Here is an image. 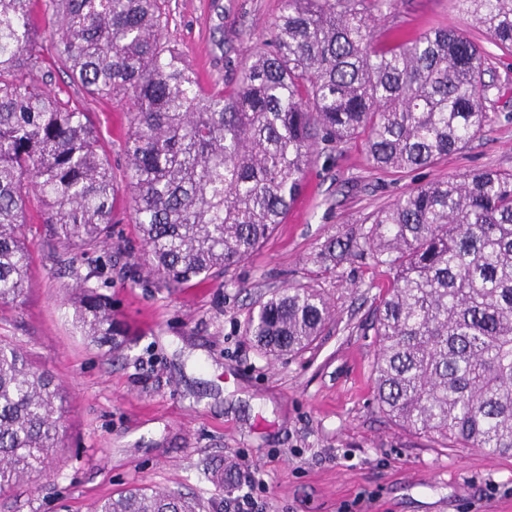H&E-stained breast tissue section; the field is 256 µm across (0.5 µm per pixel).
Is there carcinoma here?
I'll list each match as a JSON object with an SVG mask.
<instances>
[{"mask_svg":"<svg viewBox=\"0 0 512 512\" xmlns=\"http://www.w3.org/2000/svg\"><path fill=\"white\" fill-rule=\"evenodd\" d=\"M163 0H0V307L28 288L27 214L43 218L51 257L80 296L76 326L113 348L122 330L100 292L112 278L116 176L90 114L52 95L40 6L52 12L53 66L92 99L133 109L124 177L148 272L172 287L222 275L275 231L303 185L313 146L366 138L380 169L430 166L486 119L488 58L464 33L434 27L379 41L395 0H283L267 47L233 84L206 89L161 44ZM512 55V0H455ZM354 248L389 268L373 317L379 411L443 448L512 454V171L477 170L410 190L367 219ZM332 312L295 284L259 303L248 332L279 358L309 349ZM58 383L0 338V493L56 452ZM200 474L231 496L224 460ZM216 504L135 486L93 512H211Z\"/></svg>","mask_w":512,"mask_h":512,"instance_id":"carcinoma-1","label":"carcinoma"}]
</instances>
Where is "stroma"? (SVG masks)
Returning a JSON list of instances; mask_svg holds the SVG:
<instances>
[{
	"label": "stroma",
	"mask_w": 512,
	"mask_h": 512,
	"mask_svg": "<svg viewBox=\"0 0 512 512\" xmlns=\"http://www.w3.org/2000/svg\"><path fill=\"white\" fill-rule=\"evenodd\" d=\"M281 0H166L165 44L211 87L231 65L268 42ZM448 26L488 48L487 121L459 152L434 165L375 168L363 140L316 150L301 203L241 264L215 279L169 288L147 273L133 202L119 185L112 226V280L106 292L127 334L122 346L91 345L73 320L71 279L47 249L33 246L30 286L0 313V336L23 348L64 390L65 430L45 475L22 482L0 512H90L93 503L134 485L214 499L200 479L207 457L246 458L260 471L243 495L255 512H512V454L444 448L396 426L378 409L371 368L377 345L371 311L388 268L366 255L335 263L366 219L406 191L441 176L512 171V56L452 0H397L375 26L420 32ZM53 95L91 112L115 175H122L131 105L87 99L66 73ZM310 282L334 317L306 351L263 355L246 334L256 301Z\"/></svg>",
	"instance_id": "35a3bbf8"
}]
</instances>
